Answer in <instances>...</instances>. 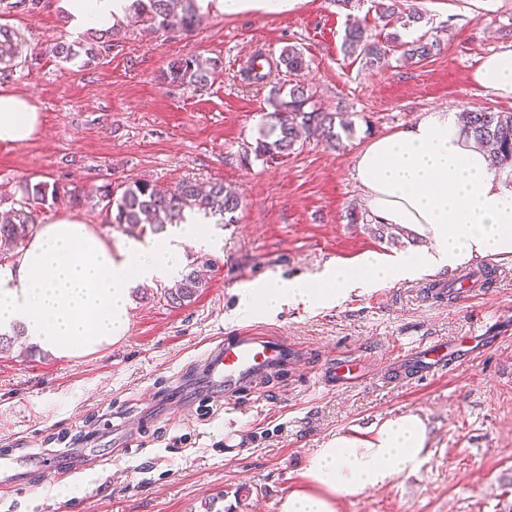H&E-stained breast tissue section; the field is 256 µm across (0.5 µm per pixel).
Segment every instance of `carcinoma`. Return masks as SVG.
<instances>
[{"instance_id": "1", "label": "carcinoma", "mask_w": 512, "mask_h": 512, "mask_svg": "<svg viewBox=\"0 0 512 512\" xmlns=\"http://www.w3.org/2000/svg\"><path fill=\"white\" fill-rule=\"evenodd\" d=\"M374 27L386 29L394 25L410 27L421 22L422 13L415 8L399 10L398 0H374ZM132 18L172 37L187 35L200 22L198 0H135L131 6ZM118 32L108 28L94 32L81 50L88 59L100 58L112 49V38ZM23 43L18 33L0 25V64L21 56ZM343 48L368 68L380 69L389 56L400 54L410 63H421L443 48L442 41L419 36L413 41H402L390 33L381 43L365 25L353 24L345 30ZM79 50V51H81ZM71 44L58 43L53 53L71 60L79 55ZM218 63L190 56L171 64L164 79L171 84H190L197 87L208 84ZM309 68L304 54L288 48L275 62V69L288 77V91L277 96L274 111L266 114V121L259 130L254 151L258 155L286 156L300 142L301 136L315 139L329 146H336L340 136L336 132V114L325 112L313 103V94L300 80ZM460 130L477 144L489 149L492 166L499 171H512V112H494L488 109H467L459 113ZM18 206L0 212V262L20 248L32 233L37 213L60 203L79 207L95 200L104 204L110 223L127 230L163 231L166 226L185 222V213L198 212L206 217H220L226 224L235 223V214L242 206L241 197L224 189V184L214 182L201 186L192 181H181L170 189L135 181L129 183L121 195H112L104 186L88 192L75 191L66 185L46 180L25 182L20 187ZM202 287V280L195 265H190L182 277L165 290V297L178 306L190 301Z\"/></svg>"}]
</instances>
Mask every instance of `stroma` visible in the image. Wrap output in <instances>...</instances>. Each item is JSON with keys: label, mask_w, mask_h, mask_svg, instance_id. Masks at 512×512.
<instances>
[{"label": "stroma", "mask_w": 512, "mask_h": 512, "mask_svg": "<svg viewBox=\"0 0 512 512\" xmlns=\"http://www.w3.org/2000/svg\"><path fill=\"white\" fill-rule=\"evenodd\" d=\"M412 2L425 16L415 33L440 37L442 52L377 70L341 50L348 24L372 25L371 0L348 9L294 0L278 14L234 15L209 0L196 30L176 39L129 18L92 63L52 53L74 40L61 0L35 12L0 0V24L28 45L26 60L0 75V92L26 96L42 115L32 140L0 144L1 209L27 180L81 191L221 182L243 200L236 223L205 225L209 246L185 245V264L210 262L190 303L171 304L163 284H145L132 293L126 336L96 353L60 358L17 336L0 349V512H279L306 488L315 449L403 414L426 422L429 461L338 512H512V257L483 259L490 279L465 300L432 298L424 275L353 292L331 309L232 316L239 289L262 277L313 278L331 261L417 244L366 216L351 160L369 139L435 110L512 112V100L473 79L485 55L512 45V0ZM290 45L310 64L304 81L319 106L354 133L334 150L310 140L285 157H258L274 84L244 71L254 55L275 58ZM187 56L218 62L206 87L164 82L169 63ZM251 325L284 338L296 359L228 410L206 357ZM482 334L496 344L444 374L385 373L397 347ZM339 356L360 361L362 383L328 378ZM235 431L249 441L239 459L224 450Z\"/></svg>", "instance_id": "obj_1"}]
</instances>
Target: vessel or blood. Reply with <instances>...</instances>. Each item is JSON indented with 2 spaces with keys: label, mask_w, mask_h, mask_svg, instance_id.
<instances>
[{
  "label": "vessel or blood",
  "mask_w": 512,
  "mask_h": 512,
  "mask_svg": "<svg viewBox=\"0 0 512 512\" xmlns=\"http://www.w3.org/2000/svg\"><path fill=\"white\" fill-rule=\"evenodd\" d=\"M471 345L461 342L446 345L437 341L420 344L418 350L404 354L415 374L423 376L445 371L449 366L470 357ZM288 354L274 339L248 331L225 339L210 355L208 367L213 376L224 382V400L231 403L236 392L248 380L270 370Z\"/></svg>",
  "instance_id": "vessel-or-blood-1"
}]
</instances>
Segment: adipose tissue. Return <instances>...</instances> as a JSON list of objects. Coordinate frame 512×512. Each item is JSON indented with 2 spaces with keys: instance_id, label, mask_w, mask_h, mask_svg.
I'll use <instances>...</instances> for the list:
<instances>
[{
  "instance_id": "1",
  "label": "adipose tissue",
  "mask_w": 512,
  "mask_h": 512,
  "mask_svg": "<svg viewBox=\"0 0 512 512\" xmlns=\"http://www.w3.org/2000/svg\"><path fill=\"white\" fill-rule=\"evenodd\" d=\"M64 2L76 37L110 28L131 4ZM474 79L512 98V46L485 56ZM40 126L28 98L0 93L1 144L30 141ZM352 168L374 222L412 229L422 246L398 255L367 253L353 265L339 261L315 280L267 278L240 289L239 316L260 317L286 304L337 306L357 289L453 270L476 257L512 256V187L451 113L432 111L403 130L373 137L356 151ZM205 221L204 215H187L177 228L116 255L80 218L50 219L15 259L0 264V333L21 332L59 357L119 341L128 331L133 288L177 277L184 243H207ZM430 455L427 426L414 414L387 418L367 436L338 435L308 457V486L289 493L281 512H338L342 500L391 485L418 471Z\"/></svg>"
}]
</instances>
